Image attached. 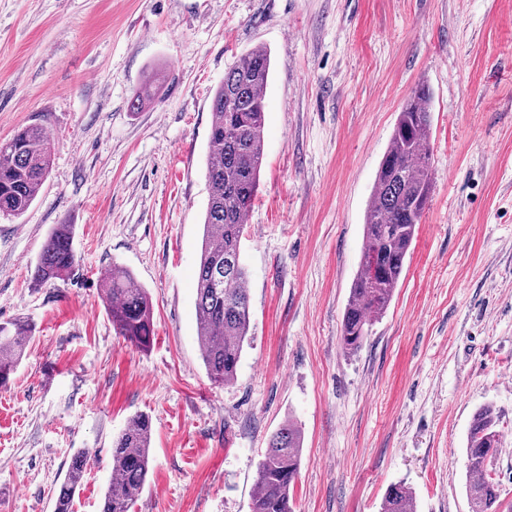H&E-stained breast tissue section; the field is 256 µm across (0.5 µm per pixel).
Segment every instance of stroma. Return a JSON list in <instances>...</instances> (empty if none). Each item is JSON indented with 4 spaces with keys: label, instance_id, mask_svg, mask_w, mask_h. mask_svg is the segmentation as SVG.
Here are the masks:
<instances>
[{
    "label": "stroma",
    "instance_id": "stroma-1",
    "mask_svg": "<svg viewBox=\"0 0 512 512\" xmlns=\"http://www.w3.org/2000/svg\"><path fill=\"white\" fill-rule=\"evenodd\" d=\"M271 52L264 161L242 260L250 340L211 384L197 267L211 100L242 55ZM156 101L130 108L148 81ZM430 92L433 194L387 311L357 352L340 329L368 199L405 98ZM39 124L51 164L0 215V323L33 324L0 385V512H53L91 455L75 512H97L112 441L152 423L129 512H249L259 460L302 432L295 512H470L466 439L492 407L488 468L512 504V0H0V140ZM78 264L32 274L51 229ZM129 269L154 338L112 329L100 283ZM90 456L86 449L75 453L69 463L64 482L55 492L54 512H74V499L80 489L89 466ZM384 512H415L412 492L403 484L387 489L383 502Z\"/></svg>",
    "mask_w": 512,
    "mask_h": 512
}]
</instances>
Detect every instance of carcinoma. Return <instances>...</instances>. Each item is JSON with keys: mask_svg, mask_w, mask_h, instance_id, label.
<instances>
[{"mask_svg": "<svg viewBox=\"0 0 512 512\" xmlns=\"http://www.w3.org/2000/svg\"><path fill=\"white\" fill-rule=\"evenodd\" d=\"M271 54L260 46L243 55L224 73L212 96V122L206 164L208 199L197 271L196 321L202 359L212 384L224 386L237 377L250 328L249 276L240 258L246 218L253 208L264 158L265 97ZM155 102L148 83L135 93L131 109ZM429 92L414 90L398 114L389 147L375 176L365 215L360 270L354 278L342 320L340 342L358 351L373 321L390 305L398 288L418 224L432 197ZM51 142L45 129L27 126L0 141V212L24 213L36 200L49 171ZM76 264L72 225L58 224L36 261L33 280L43 286L66 279ZM102 298L115 333L145 349L153 337V310L148 291L127 268L114 265L101 280ZM26 321L0 324V384L14 371L25 338ZM152 426L149 417L133 416L112 441V481L98 512H129L134 494L148 476ZM500 446L497 415L477 411L467 436V497L471 512H512L503 506L499 485L487 466ZM301 431L292 421L269 440L259 463L249 512H294L291 488L301 463ZM82 449L69 463L55 492L54 512H74V499L89 466ZM384 512H415L412 492L403 484L387 489Z\"/></svg>", "mask_w": 512, "mask_h": 512, "instance_id": "obj_1", "label": "carcinoma"}]
</instances>
